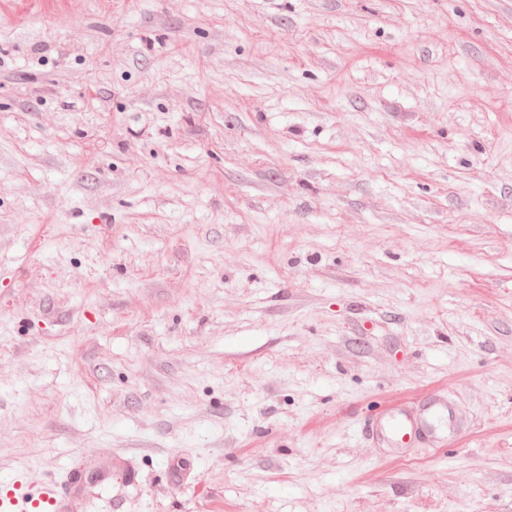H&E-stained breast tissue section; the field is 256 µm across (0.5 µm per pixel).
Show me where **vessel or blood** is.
Returning a JSON list of instances; mask_svg holds the SVG:
<instances>
[{"mask_svg": "<svg viewBox=\"0 0 512 512\" xmlns=\"http://www.w3.org/2000/svg\"><path fill=\"white\" fill-rule=\"evenodd\" d=\"M449 413L447 402L431 397L415 408L385 414L367 424L366 433L400 452L424 441L439 444L448 438L443 425ZM61 499L53 482L34 492L24 493L16 486L1 488L0 512H59Z\"/></svg>", "mask_w": 512, "mask_h": 512, "instance_id": "obj_1", "label": "vessel or blood"}]
</instances>
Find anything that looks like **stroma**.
<instances>
[{"label": "stroma", "mask_w": 512, "mask_h": 512, "mask_svg": "<svg viewBox=\"0 0 512 512\" xmlns=\"http://www.w3.org/2000/svg\"><path fill=\"white\" fill-rule=\"evenodd\" d=\"M438 393L462 431L363 432ZM65 512H512V0H0V480Z\"/></svg>", "instance_id": "35a3bbf8"}]
</instances>
